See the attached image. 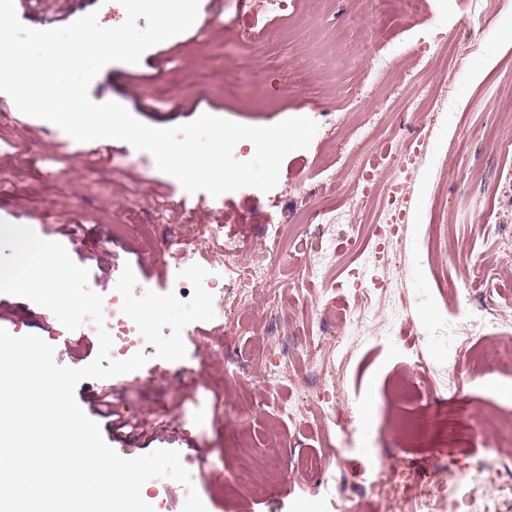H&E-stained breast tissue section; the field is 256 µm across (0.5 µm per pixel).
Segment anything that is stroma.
<instances>
[{
    "mask_svg": "<svg viewBox=\"0 0 512 512\" xmlns=\"http://www.w3.org/2000/svg\"><path fill=\"white\" fill-rule=\"evenodd\" d=\"M210 2L200 0L198 26L146 51L139 70L105 66L89 95L98 103L123 102L152 126L186 123L203 111L250 126L314 120L310 146L284 159L277 186L216 198L188 194L147 153L119 140L74 141L22 114L0 92V220L62 243L88 269L90 288L107 299L127 264L138 279L135 295L179 292V252L210 245L213 226H222L225 246L241 263L275 269L268 285L253 290L258 314L229 330L219 317L189 324L180 361L156 358L154 346L139 342L148 362L115 377L112 394L113 410L137 423L136 435L114 434L103 419L105 441L127 459L178 451L207 512H388L368 495L327 501L315 480L289 471L303 456L339 454L368 481L374 476L369 460L389 453L412 483L428 469L432 450L463 447L457 459L463 466L483 448L482 439L469 436L410 446L395 430L396 416L431 406L429 383L404 397L397 392L419 337L429 340L431 380H459L463 399L449 411V427L464 426L476 404L495 419L512 417V371H494L498 386L489 388L456 352L448 327L467 307L449 301L439 283L447 273L461 293H486L512 313V256L484 232L488 224L512 231V39L504 34L512 0H491L481 13L470 11L468 0H424L419 12L403 18L384 0H370L362 13L355 0H287L277 34L262 42L239 41L226 24L249 18L254 0H223L220 11ZM92 11L106 27L126 17L118 0H63L44 25L62 27ZM362 40L372 58L358 56ZM378 57L390 58V66L376 67ZM423 86L448 98V112L434 125L424 108L403 107ZM367 112L380 113V130L345 155L344 142ZM421 127L429 130L430 147L405 176L406 217L395 262L386 268L400 275L402 286L391 299L368 302L349 271L373 245L376 216L371 208L353 209L352 198L397 174ZM323 205L346 213V223L321 226L316 214ZM146 223L157 234L143 235ZM433 226L438 249L431 244ZM324 248L335 251L336 262L321 279H309L307 267ZM392 301L405 309L399 342L364 339L336 321L337 311L363 305L386 318ZM321 312L325 336L344 339L350 351L338 373L324 378L300 366L270 383L276 362L305 356L310 317ZM0 328L41 337L61 365L79 368L98 353L92 334L60 346L66 328L21 297L0 294ZM230 357L241 361L239 374L226 373ZM335 393L351 411L340 450L322 413L323 397ZM290 403L301 406L299 419L282 414Z\"/></svg>",
    "mask_w": 512,
    "mask_h": 512,
    "instance_id": "1",
    "label": "stroma"
}]
</instances>
